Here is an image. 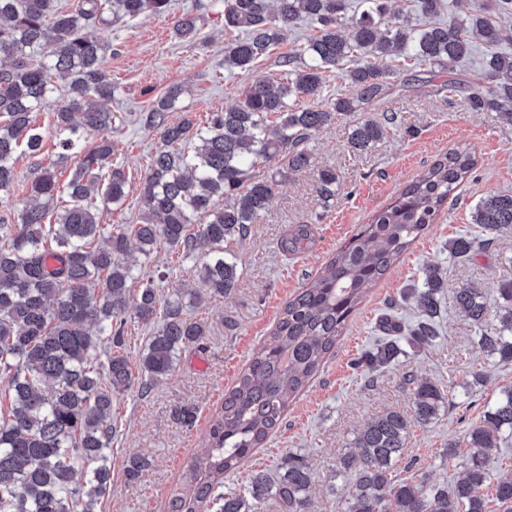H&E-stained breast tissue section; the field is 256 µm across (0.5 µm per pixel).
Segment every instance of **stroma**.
I'll return each mask as SVG.
<instances>
[{
  "label": "stroma",
  "instance_id": "35a3bbf8",
  "mask_svg": "<svg viewBox=\"0 0 512 512\" xmlns=\"http://www.w3.org/2000/svg\"><path fill=\"white\" fill-rule=\"evenodd\" d=\"M198 16L200 34L187 41L173 30L175 15ZM316 30L305 22L251 71H228L224 49L238 39V32L224 26L220 7L211 0H174L171 13L142 16L117 26L98 24L89 34L107 48L104 66L115 87L109 104L113 115L112 158L123 164L128 197L118 210L104 208L100 223L107 226L139 223L145 210L143 184L150 155L158 142L156 133L141 116L152 100L175 84L186 93L171 114L172 121L190 117L205 123L210 113L239 101L252 78L282 82L285 73L278 58L301 44ZM393 75L390 106L400 114L399 129L387 131L368 151L355 152L348 143L345 121L319 132L308 143L310 169L287 177L277 187L270 210L251 225L232 252L241 273L236 290L195 311L205 322L208 335L203 346H190L180 354L176 369L166 378L131 388L114 397L112 418L117 428L112 439V489L100 501L98 512H166L169 496L179 475L203 439L210 417L224 400L240 373L258 352L275 325L284 304L317 276L324 264L355 233L358 225L387 207L410 183L449 149H469L478 164L462 183L456 200L450 201L385 278L365 297L346 331L308 387L292 400L280 427L225 476V490H239L254 471L253 459L268 449L280 454L297 452L310 462L315 476L309 512H341L347 490L330 491V478L353 434L375 414L390 408L409 407L402 384L405 372L444 387L469 383L470 397L452 406L429 427L414 428L393 476L399 481L439 485L458 478L455 462L444 454L449 443L466 453L463 436L477 423L488 401L500 389L512 386V364L486 356L475 341L476 331L455 311L456 288L474 285L487 299L497 295L501 280L512 278V231L494 235L475 263L449 259V240L461 235L482 237L471 221L476 202L490 192L512 193V125L501 123L492 112H472L461 93H448L439 82L415 93L404 88L402 61H387ZM57 158L54 146H46L41 163L17 154V182L4 199L20 210L26 187L38 176L39 165ZM335 168L340 184L333 200L321 204L318 169ZM308 225L311 236L292 252L279 243L296 225ZM437 263L446 272L442 292L443 335L432 347L411 359L391 364L368 376L355 372L352 362L372 350L380 335L379 319L391 300L405 288L421 282L427 264ZM153 279L161 293L179 285L202 289L196 262L168 248L154 251L140 270ZM486 375L485 383L472 381L473 373ZM193 411L192 423L182 421ZM150 461L139 482H124L123 468L129 455Z\"/></svg>",
  "mask_w": 512,
  "mask_h": 512
}]
</instances>
